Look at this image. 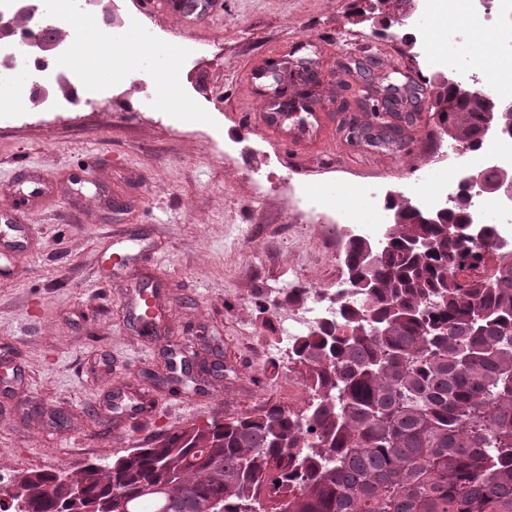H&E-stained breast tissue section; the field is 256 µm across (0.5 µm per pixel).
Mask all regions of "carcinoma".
Masks as SVG:
<instances>
[{
  "label": "carcinoma",
  "instance_id": "obj_1",
  "mask_svg": "<svg viewBox=\"0 0 512 512\" xmlns=\"http://www.w3.org/2000/svg\"><path fill=\"white\" fill-rule=\"evenodd\" d=\"M437 118L473 149L488 113L440 88ZM460 196L443 224L410 213L388 225L359 299L292 350L313 402L215 416L75 470L18 474L26 512H78L126 492L123 512H512V254L461 276L495 250L491 224L468 236ZM432 237V253L409 243ZM369 240L348 239L347 274Z\"/></svg>",
  "mask_w": 512,
  "mask_h": 512
}]
</instances>
